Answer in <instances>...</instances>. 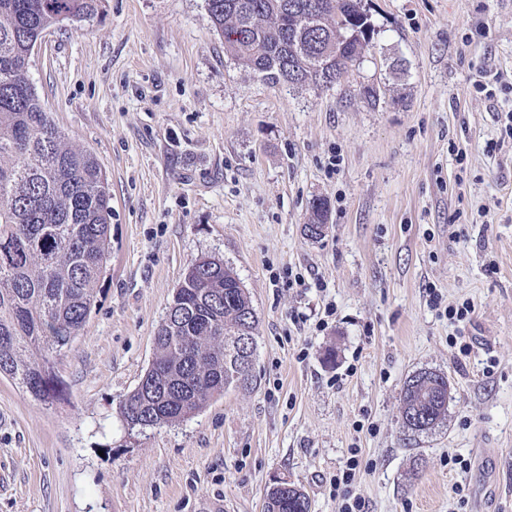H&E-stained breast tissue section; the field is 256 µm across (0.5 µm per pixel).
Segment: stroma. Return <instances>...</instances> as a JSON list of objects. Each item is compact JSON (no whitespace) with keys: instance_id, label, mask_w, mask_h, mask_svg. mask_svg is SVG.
I'll list each match as a JSON object with an SVG mask.
<instances>
[{"instance_id":"stroma-1","label":"stroma","mask_w":512,"mask_h":512,"mask_svg":"<svg viewBox=\"0 0 512 512\" xmlns=\"http://www.w3.org/2000/svg\"><path fill=\"white\" fill-rule=\"evenodd\" d=\"M364 3L377 33L329 91L238 66L205 0H99L46 30L29 77L109 179L112 259L56 362L62 398L0 379V512H262L275 477L338 512L328 481L354 448L368 512H512V0ZM483 72L500 78L487 93ZM317 197L331 214L313 240ZM203 256L251 297L254 385L128 429L119 405ZM433 290L472 301L470 321L430 308ZM424 370L453 399L411 436L399 406Z\"/></svg>"}]
</instances>
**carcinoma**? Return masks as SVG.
<instances>
[{"label":"carcinoma","mask_w":512,"mask_h":512,"mask_svg":"<svg viewBox=\"0 0 512 512\" xmlns=\"http://www.w3.org/2000/svg\"><path fill=\"white\" fill-rule=\"evenodd\" d=\"M97 0H0V378L51 398L55 359L80 335L111 258L112 190L95 155L77 149L28 78L42 33L92 15ZM224 54L263 82L330 90L376 34L362 0H205ZM258 320L234 270L192 262L154 338L155 358L120 403L129 429L160 428L200 411L215 393L248 389L236 352ZM406 382L413 435L448 416V378ZM297 485L273 483L263 512H310Z\"/></svg>","instance_id":"cac0c4a2"}]
</instances>
